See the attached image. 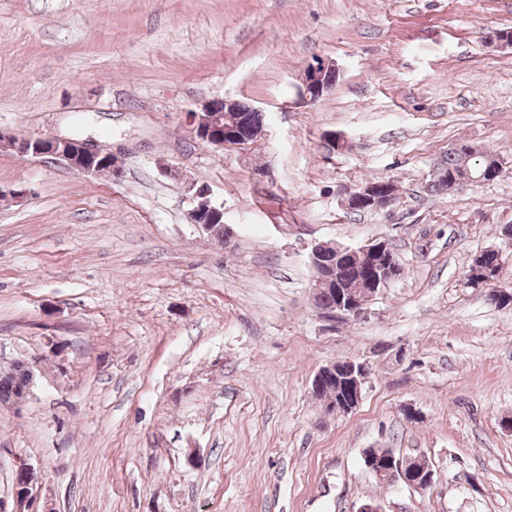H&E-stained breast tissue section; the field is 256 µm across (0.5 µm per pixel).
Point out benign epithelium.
I'll use <instances>...</instances> for the list:
<instances>
[{"label":"benign epithelium","mask_w":512,"mask_h":512,"mask_svg":"<svg viewBox=\"0 0 512 512\" xmlns=\"http://www.w3.org/2000/svg\"><path fill=\"white\" fill-rule=\"evenodd\" d=\"M336 68L323 61L307 66L300 78L298 99L303 104H314L336 84ZM224 109H219L214 102H204L185 113V122L197 144L207 148L222 149L224 147H245L265 135L264 114L257 108L241 109L239 101L223 100ZM0 149L12 151L21 157L45 158L59 161L71 170L82 175H93L97 170L95 162L103 157L112 158V175L120 173L117 157L106 145L93 142L90 139L73 137H39L30 138L0 129ZM453 150L464 154V161L450 189H460L474 184H485L487 178H492L497 171L503 169V158L494 156L488 159L485 169L480 175L473 173L470 166L472 156L468 155L470 145L456 144ZM194 202L189 213V219L200 233L207 232L208 225L203 216L211 213L224 215L222 207L216 205L210 198L209 190L194 184L187 186ZM381 193L386 196L387 203L394 202L395 196L390 192V186L384 183L359 186L349 192L344 206L351 210L355 207L366 206L373 201V196ZM336 250L346 256H363L374 259L371 273L359 282L353 291L344 290L338 293L337 302L328 309H320L321 317L335 324L338 319L350 317L364 318L368 315L370 305L385 288L402 274V266L397 260L389 243L374 239L361 247H350L334 241H319L311 245V263H321L325 254ZM11 364L20 367L27 374L28 384L18 395L9 399V403L20 405L32 395L38 371V359L20 356L12 359ZM368 365L356 358H341L319 369L313 378L318 383L323 376L335 378L345 375V381L356 388L355 398L339 399L335 407L329 409L331 414H346L351 412L362 397L368 380ZM366 470L381 482L401 483L411 489L426 491L434 484L432 467L428 466L423 457L398 459L395 456L382 457L369 455L365 458Z\"/></svg>","instance_id":"1"}]
</instances>
